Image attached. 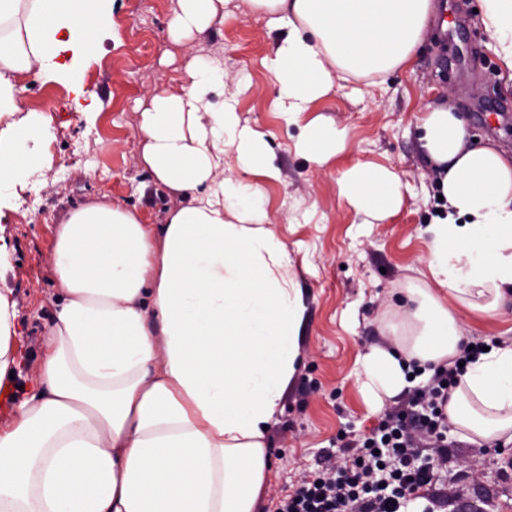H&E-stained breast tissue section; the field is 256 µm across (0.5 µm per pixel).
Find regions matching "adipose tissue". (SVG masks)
<instances>
[{
    "label": "adipose tissue",
    "mask_w": 512,
    "mask_h": 512,
    "mask_svg": "<svg viewBox=\"0 0 512 512\" xmlns=\"http://www.w3.org/2000/svg\"><path fill=\"white\" fill-rule=\"evenodd\" d=\"M278 36L265 60L279 115L301 128L317 168L344 129L303 121L334 75L384 78L430 31L433 0H249ZM109 0H0V117L17 84L59 71L110 17ZM485 31L512 71V0H480ZM170 38L189 45L224 0H177ZM178 92L142 114V162L181 202L146 224L108 202L71 210L50 258L58 310L17 417L0 430V512H257L267 434L302 363L305 302L265 208L281 181L269 139L243 123L223 57L191 55ZM419 142L443 210L426 233L433 287L410 288L386 326L396 350L370 348L362 388L374 402L457 356L462 315L494 319L512 301V153L473 144L454 106L422 108ZM36 129L0 130V181L26 173ZM395 173L356 165L346 202L372 218L396 208ZM16 304L0 292V383L19 363ZM443 412L474 443L512 442V341L470 363Z\"/></svg>",
    "instance_id": "obj_1"
}]
</instances>
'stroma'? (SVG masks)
Listing matches in <instances>:
<instances>
[{
  "label": "stroma",
  "instance_id": "obj_1",
  "mask_svg": "<svg viewBox=\"0 0 512 512\" xmlns=\"http://www.w3.org/2000/svg\"><path fill=\"white\" fill-rule=\"evenodd\" d=\"M479 0H444L445 22L412 64L385 81L337 79L311 116L336 122L347 145L325 169L296 149L300 130L278 116V88L265 67L271 41L267 15L247 0H227L223 21L195 40L205 56L222 50L236 76L243 119L268 134L281 182L268 185L266 209L286 243L306 305L300 339L302 364L287 388L267 434L272 450L260 512L319 468L326 450L347 459L346 445L370 436L398 395L375 405L361 387V357L395 338L383 322L402 303V288L427 271L425 229L437 213V188L418 145L420 106L451 101L468 117L478 142L512 151V72L503 69L476 9ZM176 0H112V21L96 36L95 52L73 77L30 73L21 78L23 109L7 122L38 127L29 142L34 162L20 180L0 186V289H10L19 311L16 346L23 354L0 398V427L14 418L43 355L54 316L56 289L48 257L62 216L90 199L137 210L163 223L178 200L156 185L141 161V114L156 89L178 91L187 58L169 37ZM396 173L399 205L371 222L340 196V175L355 164ZM444 433L455 455L440 469L434 500L414 498L409 512H512V480L499 469L512 460V443L461 440Z\"/></svg>",
  "mask_w": 512,
  "mask_h": 512
}]
</instances>
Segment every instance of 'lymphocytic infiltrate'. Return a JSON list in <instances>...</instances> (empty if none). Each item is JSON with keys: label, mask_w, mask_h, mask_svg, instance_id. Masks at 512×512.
Listing matches in <instances>:
<instances>
[{"label": "lymphocytic infiltrate", "mask_w": 512, "mask_h": 512, "mask_svg": "<svg viewBox=\"0 0 512 512\" xmlns=\"http://www.w3.org/2000/svg\"><path fill=\"white\" fill-rule=\"evenodd\" d=\"M482 352V342L461 344L457 359L437 367L430 385L412 398V406H422L424 415L412 416L404 407L387 410L361 445H347L348 462L339 466L326 461L321 471L281 500L277 512H402L406 495L430 490L438 466L450 458L452 445L441 432L442 405L464 365ZM424 438L434 443L428 457L419 450Z\"/></svg>", "instance_id": "lymphocytic-infiltrate-1"}]
</instances>
